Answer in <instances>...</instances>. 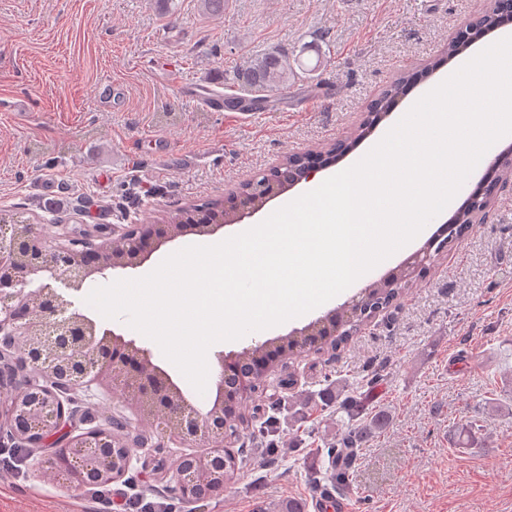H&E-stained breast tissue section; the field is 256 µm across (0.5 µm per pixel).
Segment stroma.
I'll return each instance as SVG.
<instances>
[{
  "label": "stroma",
  "instance_id": "35a3bbf8",
  "mask_svg": "<svg viewBox=\"0 0 512 512\" xmlns=\"http://www.w3.org/2000/svg\"><path fill=\"white\" fill-rule=\"evenodd\" d=\"M486 0H231L221 14L200 0H0V218L34 224L46 239L156 222L182 208L223 199L286 154L319 149L359 124L370 102L399 73L444 66L417 83L346 158L354 164L411 106L462 61L493 44L486 37L447 59L449 35ZM288 55L287 88H257L236 73L256 55ZM265 99L240 120L212 112L194 90ZM187 232L137 268L50 286L99 328L151 351L186 398L207 410L231 355L336 309V302L207 354L197 393L156 343L124 319L98 316L84 298L117 279L151 272L169 254L237 233ZM294 373L297 384L281 388ZM356 391L361 415L383 411L390 426L357 451L343 491L354 512H512V196L499 197L488 223L434 261L403 296L338 351L298 358L271 375L247 408L281 402L301 408L325 381ZM279 451L245 445L223 494L194 503L172 498L180 443L168 433L142 449L131 480L70 489L39 479L26 454L0 447V512H271L281 500L313 502L307 449L328 452L348 431L345 413L317 411L291 423L280 413ZM470 428L478 443L459 444Z\"/></svg>",
  "mask_w": 512,
  "mask_h": 512
}]
</instances>
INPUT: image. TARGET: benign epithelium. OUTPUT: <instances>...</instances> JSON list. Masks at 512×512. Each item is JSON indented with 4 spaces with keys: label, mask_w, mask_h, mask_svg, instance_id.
Wrapping results in <instances>:
<instances>
[{
    "label": "benign epithelium",
    "mask_w": 512,
    "mask_h": 512,
    "mask_svg": "<svg viewBox=\"0 0 512 512\" xmlns=\"http://www.w3.org/2000/svg\"><path fill=\"white\" fill-rule=\"evenodd\" d=\"M318 171L313 165L288 182L270 179L269 188L249 193L230 191L224 206L211 213L203 224H139L132 237L113 235L100 243L94 237L62 236L46 241L29 224L0 226V349L21 351V361L0 364V440L4 436L18 441L19 448H45L51 432L59 431L75 418L64 394L75 389L108 393L112 384L125 385L127 405L133 412L136 429L125 447L115 449L112 429L86 425L80 433L66 432L65 443L50 455L32 459L33 474L51 481L60 472L69 477V486H85V476L105 487L120 481L133 468L137 451L148 447L153 429L158 427L187 442L199 437L210 443L209 450L184 453L190 465L177 477L176 493L185 501H194L224 492V471L217 456L223 454L224 414L252 387L283 365L287 352L267 343L242 354L220 359L223 375L239 372L244 358L255 360V369L237 381L236 390L224 388V379L216 383L209 410H197L169 374L153 363L151 352L136 347L131 340L105 332L98 334L92 318L68 312L69 302L60 294L45 289L10 291L16 283L47 275L56 281L82 284L92 274L108 269L143 263L165 240L174 239L191 228L208 232L226 224H241L260 211L267 202L287 189L308 180ZM512 194V177L498 176L490 184L487 202L472 214L471 223H486L494 199ZM433 243L415 254L396 274L412 276L426 267ZM359 300L344 303L325 317L293 332L300 341L324 336L336 313L349 314Z\"/></svg>",
    "instance_id": "benign-epithelium-1"
}]
</instances>
